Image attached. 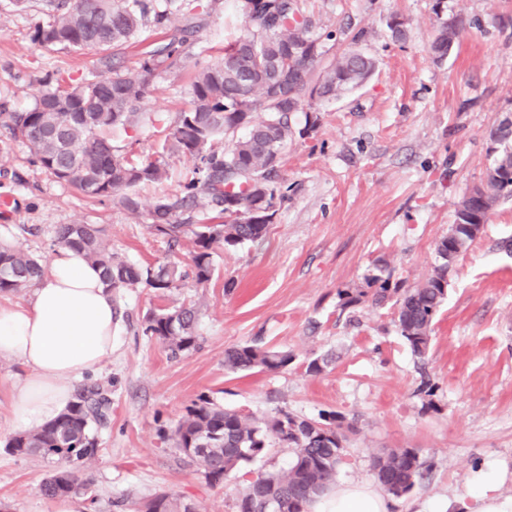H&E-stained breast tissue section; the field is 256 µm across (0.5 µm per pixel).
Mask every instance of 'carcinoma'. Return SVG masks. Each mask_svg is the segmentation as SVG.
Here are the masks:
<instances>
[{"mask_svg": "<svg viewBox=\"0 0 512 512\" xmlns=\"http://www.w3.org/2000/svg\"><path fill=\"white\" fill-rule=\"evenodd\" d=\"M246 33L215 64L197 70L188 107L172 115L143 112L152 79L182 67L185 46L195 27L171 26L170 12H159L149 0H42L45 19L34 25L32 41L46 47L91 49L103 54L107 74L75 85L57 84L40 92L27 112L6 115L12 134L27 143L31 159L55 181L94 200H108L128 211L138 210L133 189L157 183L165 174L166 154L191 157V176L181 190L157 199L149 228L178 242L191 228L190 271L174 263L143 267L112 254L96 224H60L55 241L84 252L113 290L144 285L159 295L191 276L198 284L214 273L213 255L220 246L262 240L286 198L279 175L282 149L295 135L291 114L305 98L333 99L361 85L375 61L358 49L364 34L352 35L348 50L321 65L325 50L309 22L298 17L296 0H255L252 10L239 2ZM167 31V42L147 52L140 71L123 73L112 67L109 50L119 51L145 27ZM462 22H440L430 45L438 60L451 54ZM320 70L315 84L310 75ZM288 81L285 96L271 99L273 83ZM248 133L217 148L214 141L236 129ZM135 129L161 138V156L133 162L121 153L112 132ZM502 146L485 178L457 203L448 235L436 244L434 273L413 288L391 285L378 275L366 279L377 306L393 303L394 322L412 353L428 352L431 327L447 295L448 273L488 223L500 201L512 198V122L491 131ZM43 267L32 255L0 245V294L33 283ZM197 304L155 310L146 317L143 334L171 355L198 346ZM291 355L256 345L225 350L224 367L232 373L256 368L279 370ZM110 406L99 386L79 388L70 406L52 421L13 436L6 444L17 455L55 457L58 466L41 485L49 499L65 498L87 489L76 477L95 454L93 426L104 423ZM180 461L195 465L212 485L241 471L266 454L276 442L293 449L288 467L259 472L239 493L237 512H266L275 501L281 512H310L315 499L336 483L345 433L336 419L299 418L284 410L264 423L228 411L206 395L198 396L167 435ZM375 475L386 492L401 497L425 472L415 448H389L373 459ZM132 512H196L193 503L159 493Z\"/></svg>", "mask_w": 512, "mask_h": 512, "instance_id": "carcinoma-1", "label": "carcinoma"}]
</instances>
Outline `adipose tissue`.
Listing matches in <instances>:
<instances>
[{"label":"adipose tissue","mask_w":512,"mask_h":512,"mask_svg":"<svg viewBox=\"0 0 512 512\" xmlns=\"http://www.w3.org/2000/svg\"><path fill=\"white\" fill-rule=\"evenodd\" d=\"M119 315L100 271L75 249L59 248L29 298L0 305V357L25 369L12 390L16 425L34 429L70 403L73 383L111 357ZM380 490L339 484L318 498L311 512H391Z\"/></svg>","instance_id":"1"}]
</instances>
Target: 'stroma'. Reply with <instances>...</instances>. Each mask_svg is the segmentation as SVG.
Segmentation results:
<instances>
[{
	"label": "stroma",
	"instance_id": "obj_1",
	"mask_svg": "<svg viewBox=\"0 0 512 512\" xmlns=\"http://www.w3.org/2000/svg\"><path fill=\"white\" fill-rule=\"evenodd\" d=\"M316 32H366L361 47L377 61L373 75L333 101H312L293 116L296 133L280 164L288 188L262 241L218 248L205 285L186 279L162 296L145 286L122 289V325L111 360L81 384L110 391L107 422L94 430L97 452L80 470L88 512H128L166 492L200 512H236L248 473L287 465L279 445L218 485L178 464L164 434L199 395L261 421L285 410L301 418L330 414L346 428L337 480L377 485L372 461L388 448H415L427 471L395 498L393 512H469L467 489L483 471L502 474L512 497V200L499 203L477 239L448 274L425 358H417L394 325L393 305L362 298L344 307L342 291L375 274L415 286L433 272L435 246L455 208L490 166V132L512 119V0H297ZM407 38L392 40V16ZM40 0L26 8L0 0V107L33 108L57 78L80 83L102 73L96 52L45 48L32 31ZM463 19L456 50L445 60L429 50L438 19ZM244 29L235 0H217L188 47L184 68L157 75L149 112L187 108L195 73L213 63ZM26 143L0 123V242L49 264L60 224H97L119 258L140 265H187L189 240L169 251L148 229L155 199L179 191L192 161L166 160V178L143 185L138 213L100 204L56 182L29 161ZM199 302L198 347L177 357L142 332L146 315ZM246 344L284 350L280 371L233 374L226 349ZM316 358L327 364L308 370ZM24 374L0 358V502L8 512H53L41 492L51 459L10 453L16 435L10 393Z\"/></svg>",
	"mask_w": 512,
	"mask_h": 512
}]
</instances>
